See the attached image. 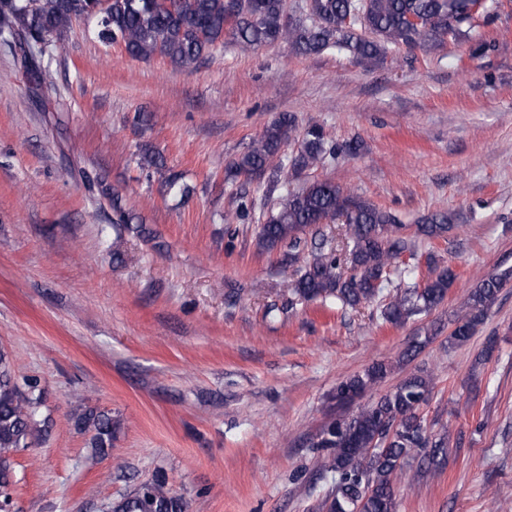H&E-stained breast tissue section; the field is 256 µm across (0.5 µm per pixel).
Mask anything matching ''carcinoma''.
<instances>
[{"label":"carcinoma","instance_id":"carcinoma-1","mask_svg":"<svg viewBox=\"0 0 512 512\" xmlns=\"http://www.w3.org/2000/svg\"><path fill=\"white\" fill-rule=\"evenodd\" d=\"M96 5L97 0H0V29L35 41L48 35L62 51L73 24L88 18ZM478 10L489 20L496 7L482 0H296L293 5L288 0H108L105 13L97 19L96 37L105 45L123 47L134 60L160 57L179 70H190L222 53L229 42L244 50L286 43L302 56L339 47L355 60L378 61L392 48L430 51L449 41H471V15ZM26 67L42 90L56 91L49 69L30 60ZM291 141L296 148L288 163L277 161ZM360 149L357 140L331 141L319 125L299 133L295 115L284 112L235 159L229 175L260 183L269 172L278 175L287 168L297 175ZM88 188L111 197L118 223H127L121 199L104 180H91ZM337 220L344 224L342 232L334 235L323 229ZM451 221L446 213L431 214L417 225L416 234L429 240L442 238ZM401 229L396 216L330 180H321L286 190L276 210L259 224L257 244L265 251L282 246L292 251L311 234L309 257L298 266L288 263L283 272L288 308L334 299L357 309L412 274L400 261L410 250ZM426 262L439 268L435 277L390 298L381 310L385 322L402 324L445 300L457 274L449 266L438 267L432 251ZM511 278L512 271L504 270L471 288L448 341L467 342ZM390 371V365L375 363L341 381L332 396L336 407L379 386ZM432 390V375L418 371L357 413L341 414L322 428L313 447L329 450L327 468L335 473V486L325 502L327 512H351L357 506L360 512H396L394 484L404 463L420 453L434 459L449 445L447 435L430 431L422 413ZM40 403L38 379L18 381L7 354L0 351V503L6 507L11 505L13 457L39 442L46 431L37 420ZM75 424L91 433L89 444L95 452L112 447V413L90 408L76 416ZM108 512H183V503L160 473L111 502Z\"/></svg>","mask_w":512,"mask_h":512}]
</instances>
